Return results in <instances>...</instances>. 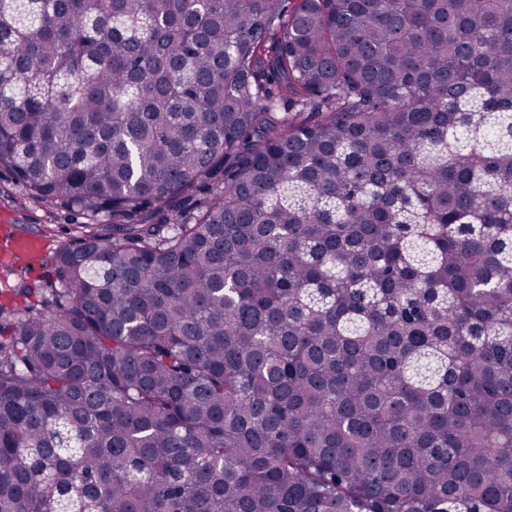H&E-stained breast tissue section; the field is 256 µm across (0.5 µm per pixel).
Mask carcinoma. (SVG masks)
<instances>
[{"label": "carcinoma", "mask_w": 512, "mask_h": 512, "mask_svg": "<svg viewBox=\"0 0 512 512\" xmlns=\"http://www.w3.org/2000/svg\"><path fill=\"white\" fill-rule=\"evenodd\" d=\"M0 168V512H512V0H0ZM23 186L6 169H0V303L6 307L24 305L15 288L22 283L52 288L56 280L53 257L73 243V227L84 221L51 204L28 201ZM30 235L42 241L41 252L24 266L2 265L1 244L16 235Z\"/></svg>", "instance_id": "carcinoma-1"}]
</instances>
